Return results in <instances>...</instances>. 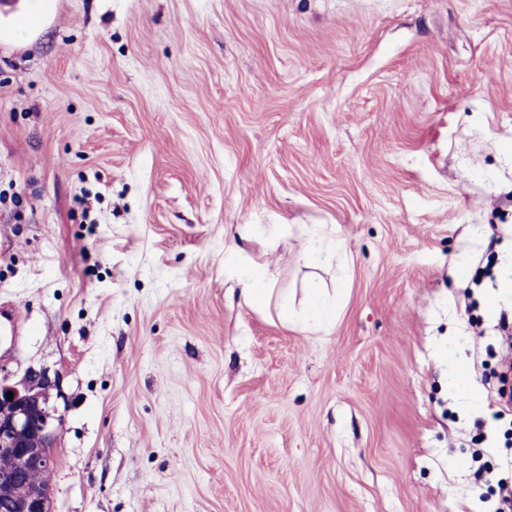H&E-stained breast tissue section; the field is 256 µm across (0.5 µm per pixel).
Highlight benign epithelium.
Returning a JSON list of instances; mask_svg holds the SVG:
<instances>
[{"label":"benign epithelium","mask_w":512,"mask_h":512,"mask_svg":"<svg viewBox=\"0 0 512 512\" xmlns=\"http://www.w3.org/2000/svg\"><path fill=\"white\" fill-rule=\"evenodd\" d=\"M57 379L45 368L28 369L17 381L0 377V456L11 465L0 468V504L7 512H54L50 483L60 416L50 404ZM13 392V399L6 393Z\"/></svg>","instance_id":"obj_1"}]
</instances>
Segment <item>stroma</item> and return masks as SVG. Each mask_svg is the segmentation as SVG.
Listing matches in <instances>:
<instances>
[{
    "instance_id": "1",
    "label": "stroma",
    "mask_w": 512,
    "mask_h": 512,
    "mask_svg": "<svg viewBox=\"0 0 512 512\" xmlns=\"http://www.w3.org/2000/svg\"><path fill=\"white\" fill-rule=\"evenodd\" d=\"M511 227L512 0L0 7V376H59L54 512H495L512 415L437 352L487 384L453 259ZM439 355L448 361V392L466 408L479 406L482 398L475 394L474 373L456 358V343L448 340V345L440 348Z\"/></svg>"
}]
</instances>
